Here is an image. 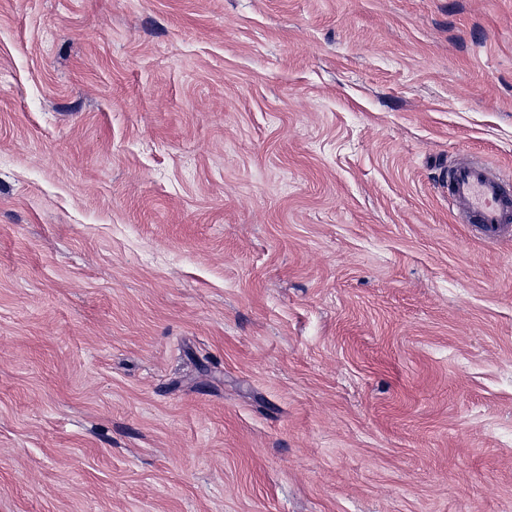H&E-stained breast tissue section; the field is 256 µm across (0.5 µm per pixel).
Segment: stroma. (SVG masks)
Listing matches in <instances>:
<instances>
[{"label": "stroma", "instance_id": "obj_1", "mask_svg": "<svg viewBox=\"0 0 512 512\" xmlns=\"http://www.w3.org/2000/svg\"><path fill=\"white\" fill-rule=\"evenodd\" d=\"M512 0H0V512H512ZM448 202L463 211L487 240L512 227V177L474 157L448 169Z\"/></svg>", "mask_w": 512, "mask_h": 512}]
</instances>
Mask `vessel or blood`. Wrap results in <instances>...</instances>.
Returning a JSON list of instances; mask_svg holds the SVG:
<instances>
[{"label":"vessel or blood","instance_id":"1","mask_svg":"<svg viewBox=\"0 0 512 512\" xmlns=\"http://www.w3.org/2000/svg\"><path fill=\"white\" fill-rule=\"evenodd\" d=\"M448 201L488 240L512 229V175L492 170L478 157L448 170Z\"/></svg>","mask_w":512,"mask_h":512}]
</instances>
